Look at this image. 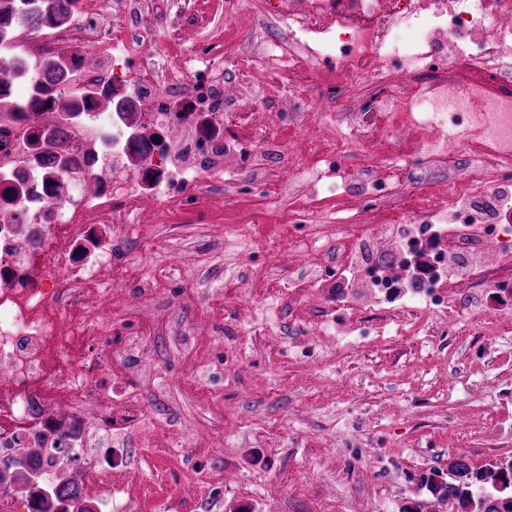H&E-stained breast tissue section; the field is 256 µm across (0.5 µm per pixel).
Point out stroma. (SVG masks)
I'll return each mask as SVG.
<instances>
[{
	"label": "stroma",
	"mask_w": 512,
	"mask_h": 512,
	"mask_svg": "<svg viewBox=\"0 0 512 512\" xmlns=\"http://www.w3.org/2000/svg\"><path fill=\"white\" fill-rule=\"evenodd\" d=\"M211 222L231 226L244 206L261 237L228 254L202 224L172 223L146 207L157 237L184 240V279H160L152 303L141 281L151 260L128 243L113 258L116 303L139 309L153 362H125L122 386L154 404L153 448L129 441L113 483L147 491L135 512H399L432 500L458 459L493 470L512 461V300L482 334L434 324L402 336L384 319L352 327L339 314L330 333L307 336L327 311L315 293L278 292V281L313 262L334 263L295 244L283 216L293 200L247 178L225 182ZM201 263H194V256ZM188 423L197 458L165 444ZM222 480L219 506L200 499L196 473Z\"/></svg>",
	"instance_id": "obj_1"
}]
</instances>
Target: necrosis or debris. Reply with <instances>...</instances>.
<instances>
[{
    "label": "necrosis or debris",
    "instance_id": "obj_1",
    "mask_svg": "<svg viewBox=\"0 0 512 512\" xmlns=\"http://www.w3.org/2000/svg\"><path fill=\"white\" fill-rule=\"evenodd\" d=\"M225 2L250 11L252 22L243 34L225 30L216 43L172 42L164 14L146 10V0H117L109 19L101 0H78L70 25L22 39L33 57L57 44L78 50L111 43L133 62L125 83L153 94L143 127L178 128L176 140L147 135L130 143L114 115L81 124L70 170L48 169L15 203L3 190L33 163L32 129L0 115V365L9 368L0 383V463L16 447L45 448L37 462L41 486H52L58 471H80L94 512H113L112 467L143 425L135 416L142 398L112 383V320L101 306L113 254L132 237L145 199L174 212L209 211L212 187L249 170L265 177L257 154L281 150L263 127L225 133L215 109L225 65L241 75L244 108L263 104L261 77L273 70L317 91L328 106L308 117L287 112L317 130L305 153L289 155L277 183L281 194L309 199L310 210L289 218L303 244L322 237L312 209L341 204L331 188L345 182L337 161L343 152L362 158L363 205L399 210L401 192L378 189L380 173L397 167L376 146L379 131L408 137L406 160L438 167L456 165L461 143L479 147L476 159L440 192H423L418 210L400 223L337 225L330 246L340 271L335 307L351 309L354 324L393 316L401 333L416 336L449 311L484 327L490 310L462 309L451 290L487 271L488 240H496L500 259L512 257V0ZM132 155L147 166L113 188L101 160ZM19 204L35 218L20 230L10 220ZM380 234L394 246L399 273L361 259ZM353 288L366 289L369 300L351 299ZM50 398L66 408V420L42 412ZM101 448L111 451L112 464L99 460Z\"/></svg>",
    "mask_w": 512,
    "mask_h": 512
}]
</instances>
